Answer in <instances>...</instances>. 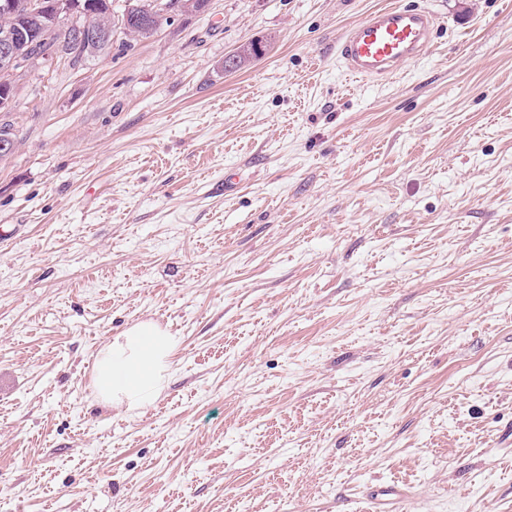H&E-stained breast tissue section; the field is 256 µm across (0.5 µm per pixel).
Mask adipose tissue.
Segmentation results:
<instances>
[{
    "instance_id": "adipose-tissue-1",
    "label": "adipose tissue",
    "mask_w": 512,
    "mask_h": 512,
    "mask_svg": "<svg viewBox=\"0 0 512 512\" xmlns=\"http://www.w3.org/2000/svg\"><path fill=\"white\" fill-rule=\"evenodd\" d=\"M175 347V338L156 324L131 327L99 353L92 373L95 393L104 403L131 409L152 403Z\"/></svg>"
}]
</instances>
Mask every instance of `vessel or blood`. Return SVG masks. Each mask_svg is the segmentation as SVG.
<instances>
[{"label":"vessel or blood","mask_w":512,"mask_h":512,"mask_svg":"<svg viewBox=\"0 0 512 512\" xmlns=\"http://www.w3.org/2000/svg\"><path fill=\"white\" fill-rule=\"evenodd\" d=\"M436 18L429 10L392 5L370 11L340 37L336 54L351 75L385 80L429 49ZM404 494L393 483L377 486L368 499L374 512H399Z\"/></svg>","instance_id":"obj_1"}]
</instances>
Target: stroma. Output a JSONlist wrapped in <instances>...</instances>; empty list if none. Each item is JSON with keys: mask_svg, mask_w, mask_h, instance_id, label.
Instances as JSON below:
<instances>
[{"mask_svg": "<svg viewBox=\"0 0 512 512\" xmlns=\"http://www.w3.org/2000/svg\"><path fill=\"white\" fill-rule=\"evenodd\" d=\"M392 3L432 47L349 76ZM123 8L0 111V512H512V0H210L141 40ZM142 321L166 383L103 404ZM436 27L435 16L426 9L378 8L345 30L337 44V58L351 75L386 80L427 52ZM173 336L154 323H139L99 353L92 386L105 403L133 409L153 402L164 385ZM367 497L375 512H397L404 494L398 485L390 483L377 486Z\"/></svg>", "mask_w": 512, "mask_h": 512, "instance_id": "stroma-1", "label": "stroma"}]
</instances>
